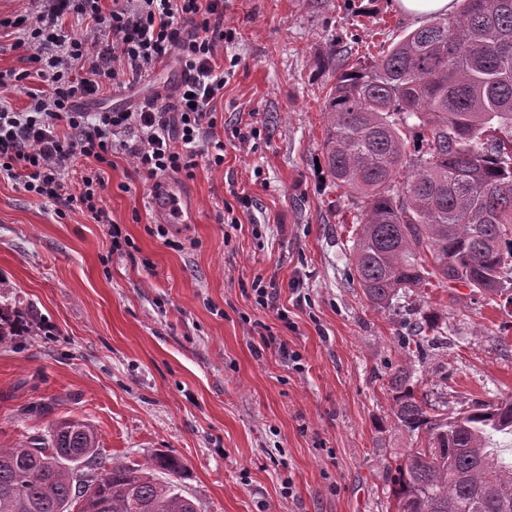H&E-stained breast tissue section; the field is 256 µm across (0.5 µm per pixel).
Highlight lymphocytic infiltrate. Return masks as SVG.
<instances>
[{"label": "lymphocytic infiltrate", "mask_w": 512, "mask_h": 512, "mask_svg": "<svg viewBox=\"0 0 512 512\" xmlns=\"http://www.w3.org/2000/svg\"><path fill=\"white\" fill-rule=\"evenodd\" d=\"M43 2L34 23H14V47L25 52L28 69L0 73V85L16 86L34 74L47 88L32 94L22 112L0 99V175L38 197L87 211L107 225L117 249L122 232L102 206L101 173L83 176L79 193L70 194L62 171L75 157L108 165L117 154L132 159L148 179L193 177L201 156L223 165L224 143L210 128L229 74L218 54L232 38L224 0H112L107 10L101 0ZM65 15L91 21L95 43L70 37L61 22ZM170 59L182 74L173 102L157 95L110 111L79 108L104 85L134 83Z\"/></svg>", "instance_id": "1"}]
</instances>
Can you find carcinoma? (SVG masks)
<instances>
[{"mask_svg":"<svg viewBox=\"0 0 512 512\" xmlns=\"http://www.w3.org/2000/svg\"><path fill=\"white\" fill-rule=\"evenodd\" d=\"M458 2L368 64L327 56L324 170L361 199L347 260L376 309L413 288L501 295L512 283V0ZM18 322L0 309V343ZM438 329L431 315L414 323L392 376L395 423L425 440L396 464V512H512V461L497 441L512 435V398L450 416L415 394L409 365L425 362ZM181 470L166 454L108 466L95 430L64 418L0 448V512H198Z\"/></svg>","mask_w":512,"mask_h":512,"instance_id":"1","label":"carcinoma"}]
</instances>
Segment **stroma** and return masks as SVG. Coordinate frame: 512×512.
I'll list each match as a JSON object with an SVG mask.
<instances>
[{
    "instance_id": "1",
    "label": "stroma",
    "mask_w": 512,
    "mask_h": 512,
    "mask_svg": "<svg viewBox=\"0 0 512 512\" xmlns=\"http://www.w3.org/2000/svg\"><path fill=\"white\" fill-rule=\"evenodd\" d=\"M41 8L0 0V71L27 68L8 22ZM224 25V164L172 178L196 223L160 225L152 181L120 154L102 192L128 237L118 251L107 225L0 176V305L26 327L0 345V448L77 418L106 458L175 455L198 512H395L388 474L417 445L391 413L410 321L436 314L442 332L417 393L447 378L452 412L512 396V304L434 287L374 310L344 258L355 206L316 170L332 81L320 59L333 46L376 58L419 23L395 0H224ZM179 73L105 87L100 105L173 94ZM248 123L260 135L243 146ZM259 280L275 307L257 304Z\"/></svg>"
}]
</instances>
